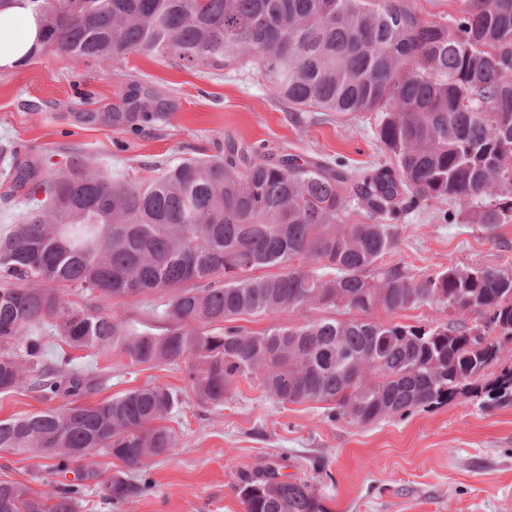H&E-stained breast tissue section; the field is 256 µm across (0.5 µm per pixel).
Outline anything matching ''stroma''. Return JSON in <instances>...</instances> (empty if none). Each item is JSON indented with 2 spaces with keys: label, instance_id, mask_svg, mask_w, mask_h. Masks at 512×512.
<instances>
[{
  "label": "stroma",
  "instance_id": "1",
  "mask_svg": "<svg viewBox=\"0 0 512 512\" xmlns=\"http://www.w3.org/2000/svg\"><path fill=\"white\" fill-rule=\"evenodd\" d=\"M135 85L157 90L167 109L134 131L107 114ZM374 129L371 113L342 123L323 112L289 111L250 66L187 67L171 54L77 61L47 52L0 68V151L11 162L32 163L49 151L63 159L75 150L95 155L107 175L140 181L159 167L216 154L230 134L269 155L341 159L355 172L381 158ZM443 211L433 204L405 215L384 266L417 276L455 265L512 266V224H449ZM65 300L149 326L167 297L109 299L73 287ZM77 363L102 379L88 401L149 384L182 398L167 422L178 452L152 459V491L125 512H244L240 479L272 460L313 482L329 512H512V406L487 410L459 395L402 419L356 426L328 420L321 403H279L244 378L213 407L191 391L180 364L132 366L120 353L104 358L90 350L78 351ZM120 468L100 452L82 462L87 494L79 512H110L106 481ZM46 471V460L0 452V480L40 491Z\"/></svg>",
  "mask_w": 512,
  "mask_h": 512
}]
</instances>
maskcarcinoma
I'll return each instance as SVG.
<instances>
[{
	"label": "carcinoma",
	"instance_id": "obj_1",
	"mask_svg": "<svg viewBox=\"0 0 512 512\" xmlns=\"http://www.w3.org/2000/svg\"><path fill=\"white\" fill-rule=\"evenodd\" d=\"M37 43L75 60L123 61L169 52L190 67L251 64L293 112L375 115L389 158L357 174L342 161L224 140L222 154L184 159L148 181L106 175L75 154L29 187L21 223L0 236V393L26 388L65 405L0 419V451L51 461L50 475L103 452L125 470L107 480L121 512L152 487L145 461L174 454L161 421L179 394L147 385L99 404L67 347L133 365L184 363L202 401L224 403L240 377L280 403L324 402L357 425L445 405L462 395L512 406V365L479 383L512 342V270L451 266L415 277L383 258L402 216L453 203L468 224L512 223V0H467L462 15L428 19L410 0H37ZM115 124L149 118L145 88L123 94ZM360 217L351 219L348 197ZM169 295L160 325L137 328L63 292ZM306 305L358 315L250 332L243 316L276 319ZM437 306L454 318L407 325L373 320ZM475 321H470L471 314ZM54 319L43 335L29 330ZM50 489L0 481V512H77L81 483ZM245 512H328L311 483L266 465L238 486Z\"/></svg>",
	"mask_w": 512,
	"mask_h": 512
}]
</instances>
